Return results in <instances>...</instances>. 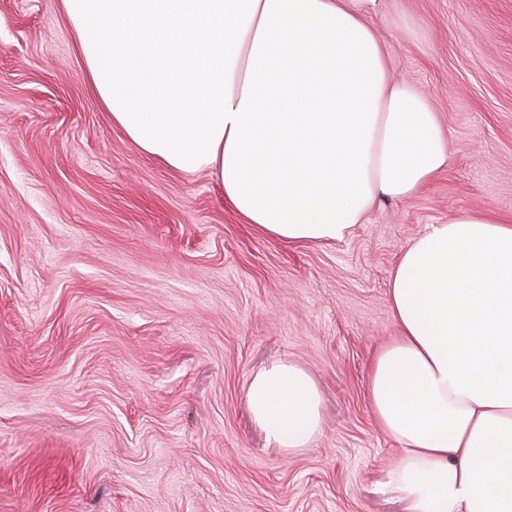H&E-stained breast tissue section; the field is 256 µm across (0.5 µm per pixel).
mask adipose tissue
Returning a JSON list of instances; mask_svg holds the SVG:
<instances>
[{"label":"adipose tissue","mask_w":512,"mask_h":512,"mask_svg":"<svg viewBox=\"0 0 512 512\" xmlns=\"http://www.w3.org/2000/svg\"><path fill=\"white\" fill-rule=\"evenodd\" d=\"M376 0H61L92 90L132 144L167 167L213 170L263 235L340 240L381 199L448 163L425 97L388 76ZM400 333L367 392L399 444L408 512H512V222L463 214L401 255ZM246 400L276 447L320 429L314 378L280 360Z\"/></svg>","instance_id":"adipose-tissue-1"}]
</instances>
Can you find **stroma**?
I'll use <instances>...</instances> for the list:
<instances>
[{
	"instance_id": "1",
	"label": "stroma",
	"mask_w": 512,
	"mask_h": 512,
	"mask_svg": "<svg viewBox=\"0 0 512 512\" xmlns=\"http://www.w3.org/2000/svg\"><path fill=\"white\" fill-rule=\"evenodd\" d=\"M372 21L448 166L343 240L293 244L113 125L59 0H0V512H405L369 361L399 332L404 248L512 217V0H377ZM279 359L321 393L296 452L246 404Z\"/></svg>"
}]
</instances>
